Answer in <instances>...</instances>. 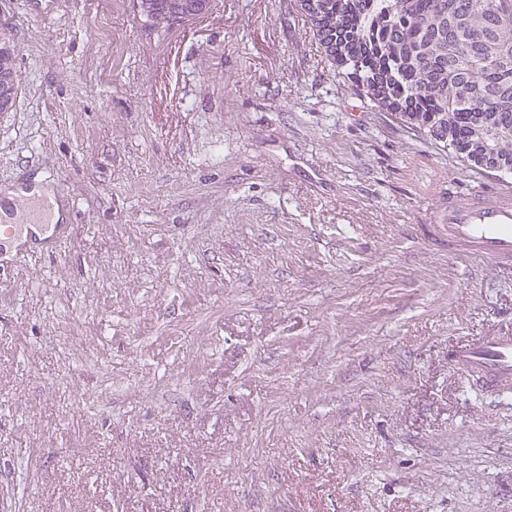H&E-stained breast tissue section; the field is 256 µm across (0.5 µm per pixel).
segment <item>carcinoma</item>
Segmentation results:
<instances>
[{
	"mask_svg": "<svg viewBox=\"0 0 512 512\" xmlns=\"http://www.w3.org/2000/svg\"><path fill=\"white\" fill-rule=\"evenodd\" d=\"M166 32L197 14L149 10ZM320 42L373 105L467 157L512 170V0H320Z\"/></svg>",
	"mask_w": 512,
	"mask_h": 512,
	"instance_id": "1",
	"label": "carcinoma"
}]
</instances>
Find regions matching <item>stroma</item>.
Instances as JSON below:
<instances>
[{
    "label": "stroma",
    "instance_id": "stroma-1",
    "mask_svg": "<svg viewBox=\"0 0 512 512\" xmlns=\"http://www.w3.org/2000/svg\"><path fill=\"white\" fill-rule=\"evenodd\" d=\"M0 0V192L76 217L0 272V512H512V400L448 350L512 273L432 249L434 175L490 169L373 106L301 0ZM150 0H137V8L145 23L154 31L166 32L190 20L198 12L193 9L195 2L201 0H183L185 2L182 11H167L163 8L148 10L144 2Z\"/></svg>",
    "mask_w": 512,
    "mask_h": 512
}]
</instances>
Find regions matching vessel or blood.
I'll return each instance as SVG.
<instances>
[{
  "mask_svg": "<svg viewBox=\"0 0 512 512\" xmlns=\"http://www.w3.org/2000/svg\"><path fill=\"white\" fill-rule=\"evenodd\" d=\"M57 180L26 175L12 196L0 199V269L24 259L40 244V229L52 228V241L69 232L59 223L50 194ZM430 243L498 270H512V186L467 192L449 189L434 211ZM448 365L463 382L486 395L512 398V320L504 319L481 335L453 347Z\"/></svg>",
  "mask_w": 512,
  "mask_h": 512,
  "instance_id": "obj_1",
  "label": "vessel or blood"
}]
</instances>
